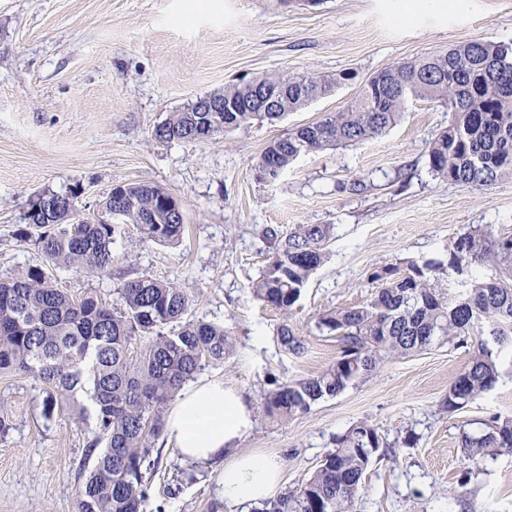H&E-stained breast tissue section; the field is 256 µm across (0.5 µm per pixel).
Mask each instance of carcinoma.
Returning <instances> with one entry per match:
<instances>
[{
    "label": "carcinoma",
    "instance_id": "cac0c4a2",
    "mask_svg": "<svg viewBox=\"0 0 512 512\" xmlns=\"http://www.w3.org/2000/svg\"><path fill=\"white\" fill-rule=\"evenodd\" d=\"M259 84L285 93L279 111L198 112L196 103L154 128L160 141L200 140L229 133L254 118L275 121L327 94L331 83L313 76H265L227 87L215 96L234 105L249 101ZM410 98L448 107V128L432 142L434 176L481 189L512 177V42L472 40L445 51L396 62L364 84L351 105L270 143L257 163L259 179L276 182L303 152L374 138L399 119ZM79 192H43L30 200L26 224L37 231L46 263L0 281V374L24 372L74 405L81 422L93 420L88 450L95 460L78 492V512H142L145 473L153 444L164 431L165 411L182 387L206 367L224 362L233 342L224 326L188 318L194 301L181 281L136 277L117 289L118 307L56 288L52 270L102 271L112 263L117 218L142 238L173 244L184 230L181 204L155 184H120L103 202L107 223L72 224L68 206ZM269 261L252 282L254 296L283 319L282 346L304 344L288 326L303 289L327 257L333 224H298L288 232L267 226ZM448 274V291L435 281ZM383 281L373 299L319 317L318 328L336 336L341 356L316 376L278 386L261 412L281 422L335 397L382 363L444 341H474L468 367L448 389L444 409L457 411L490 391L500 377V354L512 351V236L491 226L458 237L448 261H412L374 273ZM384 442L363 422L336 438V448L298 487L259 512H352L371 463ZM466 456L512 453V417H492L486 429L462 438Z\"/></svg>",
    "mask_w": 512,
    "mask_h": 512
}]
</instances>
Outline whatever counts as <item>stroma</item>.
<instances>
[{"label":"stroma","instance_id":"1","mask_svg":"<svg viewBox=\"0 0 512 512\" xmlns=\"http://www.w3.org/2000/svg\"><path fill=\"white\" fill-rule=\"evenodd\" d=\"M475 39L512 41V0H0V279L44 263L21 238L30 199L79 188L82 217L113 185L157 184L179 200L178 243L146 242L123 225L101 272L60 268L58 288L106 305L128 279L187 280L190 316L224 325L234 353L201 376L236 385L261 408L277 385L318 375L341 354L321 314L366 303L388 266L442 259L473 227L512 235V178L470 189L435 178L429 147L448 126L440 102L409 99L400 120L361 144L302 153L275 183L260 181L264 149L296 127L343 109L388 65ZM349 81L282 120H253L200 141L153 129L196 98L269 74ZM367 177L372 189L347 185ZM332 224L329 255L292 319L305 345L281 346L282 318L250 285L266 265V226ZM472 346L434 345L388 361L308 413L256 418L244 450L278 454L283 485L307 479L338 436L365 422L385 446L373 457L353 512H512V453L472 462L463 433L512 416V361L496 386L450 413L442 403ZM23 372L0 374V512H78L92 439ZM143 512H255L228 503L220 470L154 446Z\"/></svg>","mask_w":512,"mask_h":512}]
</instances>
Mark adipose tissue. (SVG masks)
Instances as JSON below:
<instances>
[{"instance_id":"1","label":"adipose tissue","mask_w":512,"mask_h":512,"mask_svg":"<svg viewBox=\"0 0 512 512\" xmlns=\"http://www.w3.org/2000/svg\"><path fill=\"white\" fill-rule=\"evenodd\" d=\"M253 422V407L242 391L204 379L183 387L168 412L165 434L185 460L220 466L226 500L260 503L279 491L283 461L239 451Z\"/></svg>"}]
</instances>
